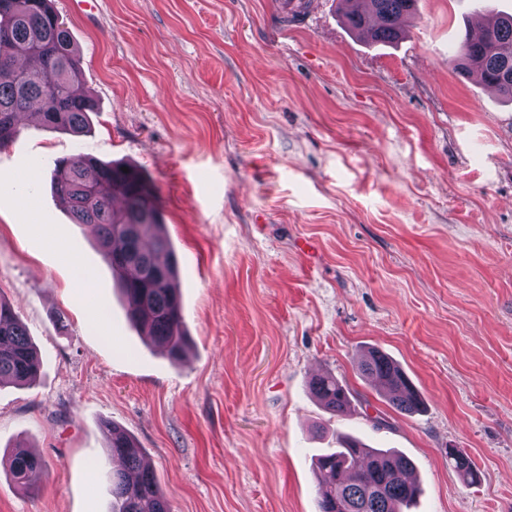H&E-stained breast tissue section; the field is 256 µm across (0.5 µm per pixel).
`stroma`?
<instances>
[{
  "label": "stroma",
  "mask_w": 512,
  "mask_h": 512,
  "mask_svg": "<svg viewBox=\"0 0 512 512\" xmlns=\"http://www.w3.org/2000/svg\"><path fill=\"white\" fill-rule=\"evenodd\" d=\"M51 2L98 110L85 136L27 118L0 149V297L42 359L33 386L0 387V512H111L107 423L174 512H317L315 460L342 435L411 460L413 512H512V101L450 61L512 0H419L385 46L345 26L343 0L289 23L282 0H99L88 17ZM79 152L157 191L182 366L129 325L91 228L52 195ZM370 348L421 412L358 374ZM326 372L347 415L311 394ZM19 445L46 462L32 491L7 472ZM359 371L377 387L401 414L418 412L422 398L402 368L377 349H369L359 357ZM448 460L454 470L466 479L467 483L474 484L478 481L476 466L463 449L455 448V452L448 454Z\"/></svg>",
  "instance_id": "35a3bbf8"
}]
</instances>
